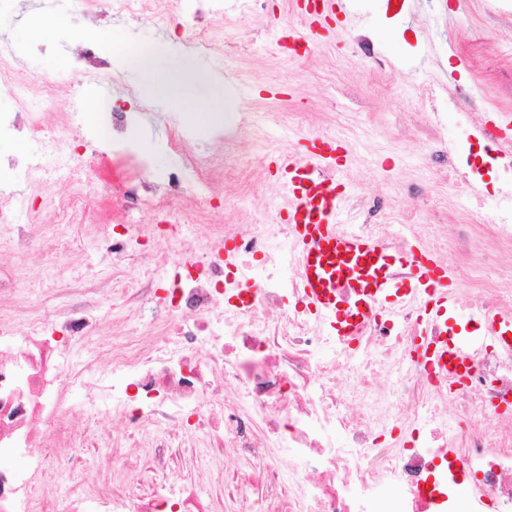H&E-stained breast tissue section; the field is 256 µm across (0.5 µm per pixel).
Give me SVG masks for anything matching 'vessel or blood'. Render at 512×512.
Here are the masks:
<instances>
[{"label":"vessel or blood","instance_id":"b4317fda","mask_svg":"<svg viewBox=\"0 0 512 512\" xmlns=\"http://www.w3.org/2000/svg\"><path fill=\"white\" fill-rule=\"evenodd\" d=\"M349 0H314L315 14H308L304 0H289V11L305 16L307 28L297 36L309 41L324 17L344 13ZM479 132L495 137L503 147L512 146V114L481 125ZM281 188L288 198V222L294 233L293 254L300 272L301 292L309 307L337 345L356 342L361 327L393 306L420 303L425 312L419 330L423 355L437 373L454 380L464 370V345L429 333L432 323L445 319L456 306L453 282L447 269L426 254L408 250L390 253L373 238L353 233L336 223L339 202L334 171L320 154L279 157ZM405 269V282H397L392 268ZM484 340L512 349V318L483 315Z\"/></svg>","mask_w":512,"mask_h":512}]
</instances>
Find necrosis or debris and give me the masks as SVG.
<instances>
[{"label":"necrosis or debris","mask_w":512,"mask_h":512,"mask_svg":"<svg viewBox=\"0 0 512 512\" xmlns=\"http://www.w3.org/2000/svg\"><path fill=\"white\" fill-rule=\"evenodd\" d=\"M56 91V80L23 73L0 82L1 93L23 100L51 103ZM1 135L37 144L23 162L28 178L46 173L80 188L51 204L48 225L39 211L21 224L0 206V232L13 234L9 275L32 288L26 309L0 320V512H57L53 493H37L36 483L47 468L63 473L79 461L70 421L79 405L120 417L124 432L101 435L99 479L70 484L67 512H211L205 485L182 477L187 448L232 449L238 465L224 473L226 494L262 489L267 512H433L423 488L466 474L489 512H512V351L483 346L465 382L449 385L420 353L416 307L378 319L358 345L337 349L286 259L289 225L266 213L213 224L209 213L180 204L217 182L249 196L242 167L226 162L235 134L222 133L217 153L191 149L188 132L175 133L170 147L184 156L192 184L178 174L163 186L142 181L162 221L109 234L93 229L96 209L82 189L88 176L66 128L48 131L30 110L0 114ZM471 217L464 210L459 223L425 224L411 238L394 224L358 230L390 252L448 253L459 268L475 254L494 255L497 278L473 281L462 308L512 314V226ZM200 227L197 248L182 251L181 239ZM52 228L90 235L111 257V288L85 307L71 304L76 269L28 267V253ZM107 301L115 316L137 312L143 327L123 336L105 363L95 332ZM117 473L131 492L110 490ZM387 485L390 495L379 498Z\"/></svg>","instance_id":"4bbe7bcc"}]
</instances>
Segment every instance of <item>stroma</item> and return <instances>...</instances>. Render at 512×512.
Wrapping results in <instances>:
<instances>
[{
  "label": "stroma",
  "instance_id": "1",
  "mask_svg": "<svg viewBox=\"0 0 512 512\" xmlns=\"http://www.w3.org/2000/svg\"><path fill=\"white\" fill-rule=\"evenodd\" d=\"M386 4L353 0L349 18L336 19L298 57L277 43L283 22L304 27L301 18L289 16L288 0H253L246 12L234 0H218L213 15L199 12L196 0H175L162 19L149 10L133 19L90 9L81 0H0V43L13 47L10 65L17 71L77 76L45 124L69 122L76 156L94 167L93 188L104 201L99 223L151 224L157 213L142 196L130 200L123 213L107 204L112 172L100 157L112 144L98 137L105 124L88 125L71 112L90 84L117 111L137 112L131 135L157 175L182 167L168 146L172 127L192 130L193 146L213 149L216 129H236L249 109L266 112L273 127L305 112L313 125L327 124L329 136L347 149L339 173L338 223L397 224L407 215L415 224H454L462 208L472 206L496 219L512 215L506 199L512 158L497 154L466 118L470 112L512 113V0H406L399 13ZM33 12L65 17L67 25L53 42L40 41L26 23ZM219 18L224 37L211 51L188 43L191 26L208 27ZM102 29L110 31L112 47L100 50L108 66L97 70L75 59L74 33L84 31L83 41L91 44ZM147 48L159 67L192 76L190 94L180 105L152 90L133 63L134 54ZM421 87L431 90V98L418 97ZM202 106L212 114L203 133L193 118ZM313 145L312 135L291 136L249 166V197L236 198L216 184L195 195L192 207L208 211L219 224L241 208L270 210L285 222L277 155L300 154ZM59 260L77 268L82 287H104L106 260L94 246Z\"/></svg>",
  "mask_w": 512,
  "mask_h": 512
}]
</instances>
